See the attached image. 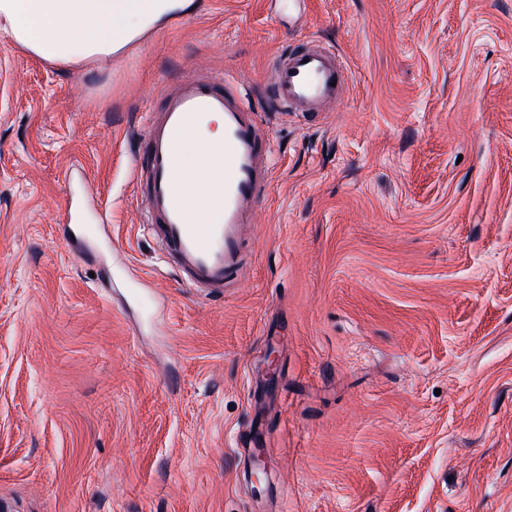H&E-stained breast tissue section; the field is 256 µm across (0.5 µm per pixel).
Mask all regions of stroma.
Listing matches in <instances>:
<instances>
[{
	"instance_id": "35a3bbf8",
	"label": "stroma",
	"mask_w": 512,
	"mask_h": 512,
	"mask_svg": "<svg viewBox=\"0 0 512 512\" xmlns=\"http://www.w3.org/2000/svg\"><path fill=\"white\" fill-rule=\"evenodd\" d=\"M314 40L348 94L269 117L248 273L202 296L142 222L147 114ZM74 195L86 252L58 231ZM1 497L512 512V0H197L90 69L0 39Z\"/></svg>"
}]
</instances>
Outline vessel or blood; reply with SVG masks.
<instances>
[{
	"label": "vessel or blood",
	"mask_w": 512,
	"mask_h": 512,
	"mask_svg": "<svg viewBox=\"0 0 512 512\" xmlns=\"http://www.w3.org/2000/svg\"><path fill=\"white\" fill-rule=\"evenodd\" d=\"M343 65L335 51L314 44L279 55L263 84L275 109L315 116L345 96ZM224 116V170L212 203L191 211L177 178L178 140L208 115ZM251 104L245 83L230 75L180 81L150 112L147 129L131 157L143 188V222L160 243L168 263L187 283L223 295L243 276L249 251L247 227L257 203L272 186L271 144Z\"/></svg>",
	"instance_id": "obj_1"
}]
</instances>
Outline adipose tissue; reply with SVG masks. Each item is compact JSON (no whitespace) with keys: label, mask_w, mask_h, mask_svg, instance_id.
I'll return each instance as SVG.
<instances>
[{"label":"adipose tissue","mask_w":512,"mask_h":512,"mask_svg":"<svg viewBox=\"0 0 512 512\" xmlns=\"http://www.w3.org/2000/svg\"><path fill=\"white\" fill-rule=\"evenodd\" d=\"M195 0H0V35L40 61L89 66L190 13ZM193 148H181L182 182L201 206L214 186L216 160L223 153L222 118L212 115L193 134Z\"/></svg>","instance_id":"adipose-tissue-1"}]
</instances>
